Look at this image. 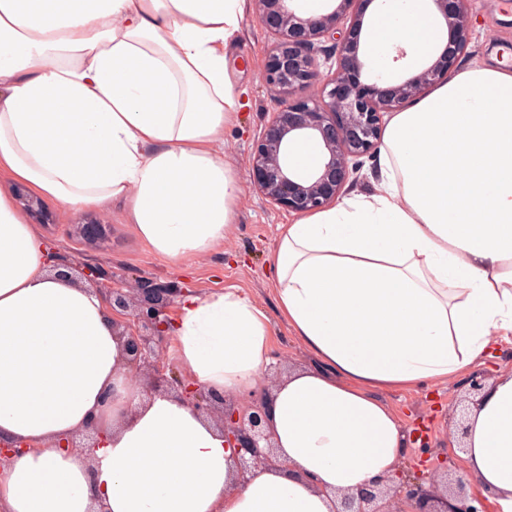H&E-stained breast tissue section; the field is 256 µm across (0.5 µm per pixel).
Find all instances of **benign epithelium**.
<instances>
[{
  "label": "benign epithelium",
  "mask_w": 512,
  "mask_h": 512,
  "mask_svg": "<svg viewBox=\"0 0 512 512\" xmlns=\"http://www.w3.org/2000/svg\"><path fill=\"white\" fill-rule=\"evenodd\" d=\"M256 17L274 37L262 76L275 93L272 113L250 160V177L261 195L295 213H309L339 198L354 173L355 159L369 155L381 143L384 115L420 99L446 79L471 39L468 0H430L444 18L448 43L437 58L418 73L388 82L373 75L369 59L360 54L365 7L374 0H327L328 8L305 15L299 0H254ZM339 35L336 59L315 98L304 90L320 79L319 42ZM309 138L320 148L321 164L298 174L290 168L293 142ZM181 289L167 283L143 282L139 288H111L112 308L127 312L124 322L112 321L113 334L123 339L126 379L150 396L165 392L213 420L224 432L225 447L234 450L237 480L244 482L260 466L277 465L268 418L269 388L243 405L229 394L180 381L168 372L161 357L168 340V309ZM103 425L93 420L66 436L60 448L93 451L99 447ZM426 486L420 479L399 486L376 481L355 496L340 499L336 512H398L403 496L416 512H448V495L467 497L468 481L432 472Z\"/></svg>",
  "instance_id": "1"
}]
</instances>
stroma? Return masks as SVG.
Segmentation results:
<instances>
[{
    "label": "stroma",
    "instance_id": "obj_1",
    "mask_svg": "<svg viewBox=\"0 0 512 512\" xmlns=\"http://www.w3.org/2000/svg\"><path fill=\"white\" fill-rule=\"evenodd\" d=\"M467 8L471 40L457 62L458 68L487 59L490 53L501 55L512 50V5L506 0H468ZM271 41L255 17L253 0H248L241 31L228 55L242 105L236 121L224 129L221 157L235 172L240 193L234 221L222 245L186 262H172L155 254L130 231L126 206L112 201L92 210H74L45 201L52 221L40 224L39 230L60 259L97 268L129 285L164 282L195 294L237 289L268 315L273 361L284 371L314 366L315 360L279 316L274 289L266 275L279 225L295 223L299 216L262 196L249 177L251 150L277 107L273 92L262 80ZM87 222L99 224L97 236L82 234L80 226ZM470 378L466 372L446 383L382 391L383 401L399 414L408 432L402 471L419 470L427 456L445 457L452 471H463L462 454L450 434L454 429L452 409L468 395Z\"/></svg>",
    "mask_w": 512,
    "mask_h": 512
}]
</instances>
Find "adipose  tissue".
I'll list each match as a JSON object with an SVG mask.
<instances>
[{"label":"adipose tissue","mask_w":512,"mask_h":512,"mask_svg":"<svg viewBox=\"0 0 512 512\" xmlns=\"http://www.w3.org/2000/svg\"><path fill=\"white\" fill-rule=\"evenodd\" d=\"M246 0H0V178L80 209L121 201L132 233L180 262L221 245L240 187L220 158L236 107L227 49ZM368 54L410 69L448 31L426 0H385ZM376 193L279 227L278 311L318 362L273 389L279 464L233 482L224 435L124 382L102 301L54 273L39 230L0 191V512H333L397 470L403 424L379 396L462 375L512 337V70L456 72L391 113ZM193 382L265 385L267 315L237 290L183 297L171 318ZM100 416L94 453L57 442ZM471 489L512 512V373L471 403Z\"/></svg>","instance_id":"1"}]
</instances>
